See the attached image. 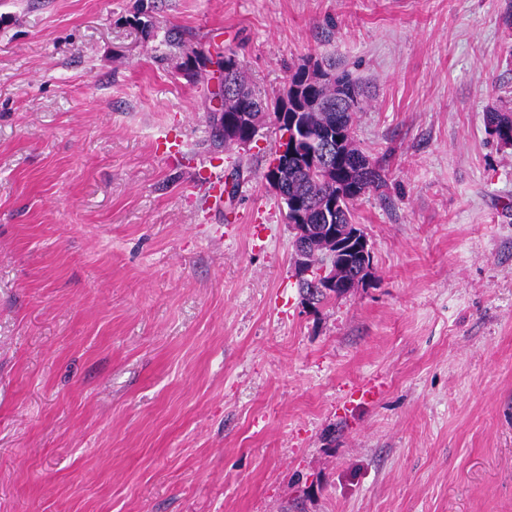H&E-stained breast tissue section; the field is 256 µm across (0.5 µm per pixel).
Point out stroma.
I'll return each instance as SVG.
<instances>
[{
  "label": "stroma",
  "instance_id": "obj_1",
  "mask_svg": "<svg viewBox=\"0 0 512 512\" xmlns=\"http://www.w3.org/2000/svg\"><path fill=\"white\" fill-rule=\"evenodd\" d=\"M510 15L0 0V512H512ZM225 51L271 100L308 58L362 82L350 294L299 291L279 131L214 144L179 65ZM486 128L495 126V130L500 134L503 140H497L503 146H512V109L507 107H493L485 115ZM510 135V140H509Z\"/></svg>",
  "mask_w": 512,
  "mask_h": 512
}]
</instances>
